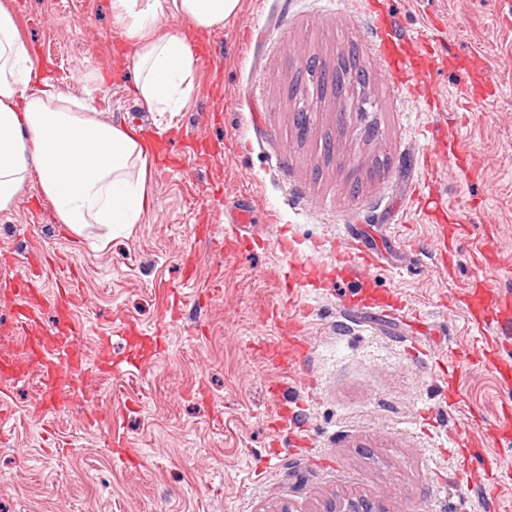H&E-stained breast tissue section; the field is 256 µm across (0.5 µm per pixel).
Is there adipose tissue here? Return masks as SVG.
I'll list each match as a JSON object with an SVG mask.
<instances>
[{"mask_svg": "<svg viewBox=\"0 0 512 512\" xmlns=\"http://www.w3.org/2000/svg\"><path fill=\"white\" fill-rule=\"evenodd\" d=\"M240 4L112 0L120 34L133 47L135 92L149 111H181L194 89V54L184 37L161 32L163 17L209 31L233 19ZM150 167L148 149L133 129L100 118L59 85L37 81L17 19L0 6V211L34 176L66 230L79 235L99 224L112 237L140 222Z\"/></svg>", "mask_w": 512, "mask_h": 512, "instance_id": "1", "label": "adipose tissue"}]
</instances>
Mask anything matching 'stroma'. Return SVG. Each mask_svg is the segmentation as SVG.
<instances>
[{
  "mask_svg": "<svg viewBox=\"0 0 512 512\" xmlns=\"http://www.w3.org/2000/svg\"><path fill=\"white\" fill-rule=\"evenodd\" d=\"M9 2L50 81L77 102L111 121L234 147L152 175L140 223L102 249L98 226L76 237L33 221L25 204L40 193L37 178L0 211V274L48 256L50 296L74 273V319L109 337L114 364L99 369L93 337L87 384L62 390L60 404L43 402L33 369L0 388V512H325L359 496L382 512H512V488L488 503L483 463L461 467L448 430L462 419L445 400L456 384L481 435L512 399L478 353L493 327L473 324L458 298L484 278L478 239L496 292L512 294V0H387L390 35L428 32L440 58L426 99L396 87L356 0H242L233 20L205 34L224 60L221 84L196 71L189 105L163 118L137 100L131 69L113 68L115 51L132 48L112 0ZM349 53L371 81L345 105L305 63L331 68ZM473 81L485 94L464 98ZM298 107L309 117L303 134ZM449 127L471 159L465 172L434 158L444 225L462 217L469 227L447 279L443 225L416 212L413 194L432 148L419 129ZM242 209L266 244L225 252L224 227ZM267 211L274 223H264ZM347 224L385 256L365 271L368 288L353 279L286 288L291 260L276 239L329 265ZM394 292L431 322L419 355L405 349L412 328L347 311ZM17 310L0 284V351L18 358ZM272 310L302 319L311 344L288 370L265 358L280 334L264 319ZM123 320L137 334L115 335Z\"/></svg>",
  "mask_w": 512,
  "mask_h": 512,
  "instance_id": "stroma-1",
  "label": "stroma"
}]
</instances>
